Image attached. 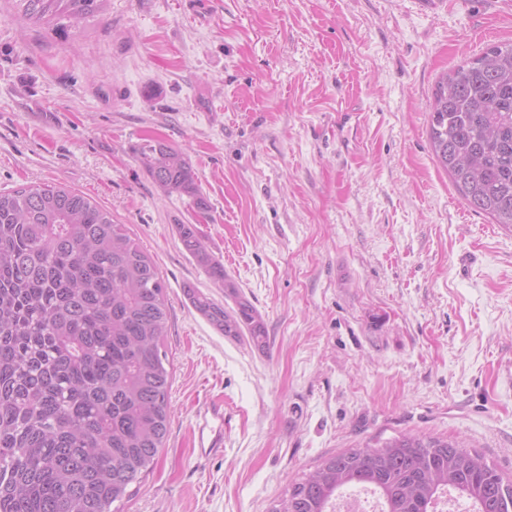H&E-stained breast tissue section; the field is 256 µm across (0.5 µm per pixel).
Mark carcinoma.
Masks as SVG:
<instances>
[{
  "mask_svg": "<svg viewBox=\"0 0 512 512\" xmlns=\"http://www.w3.org/2000/svg\"><path fill=\"white\" fill-rule=\"evenodd\" d=\"M35 23L79 33L104 0H19ZM431 148L465 204L512 227V45L443 75L429 115ZM167 195L210 209L187 157L156 141L139 151ZM184 249L235 298L236 310L184 294L219 331L264 343L261 315L203 241ZM165 283L123 225L85 195L30 184L0 192V512H119L168 434L171 373L161 351ZM448 439L401 436L325 458L270 512H332L350 487L383 512H436L453 492L471 512H512V480Z\"/></svg>",
  "mask_w": 512,
  "mask_h": 512,
  "instance_id": "1",
  "label": "carcinoma"
}]
</instances>
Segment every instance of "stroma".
Listing matches in <instances>:
<instances>
[{"instance_id": "obj_1", "label": "stroma", "mask_w": 512, "mask_h": 512, "mask_svg": "<svg viewBox=\"0 0 512 512\" xmlns=\"http://www.w3.org/2000/svg\"><path fill=\"white\" fill-rule=\"evenodd\" d=\"M512 43V0H106L78 37L0 0V191L71 188L155 261L170 424L123 512H268L323 457L445 437L512 478V231L432 154L439 76ZM182 150L211 204L163 194L138 147ZM265 347L183 292L232 297ZM224 405V445L203 414ZM177 230L184 249L205 269L215 283L224 288L225 294L235 298L236 310L228 312L223 306L200 295L188 283L183 287L184 294L224 335L239 336L243 328H247L252 340L258 345L263 344L266 330L261 315L249 300L238 294L234 281L224 271V263L208 250L198 226L181 224Z\"/></svg>"}]
</instances>
